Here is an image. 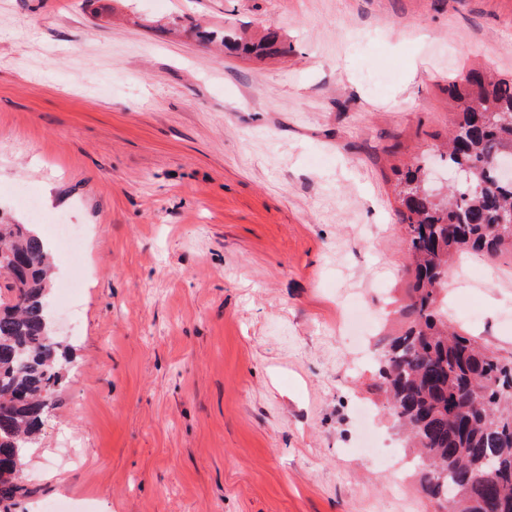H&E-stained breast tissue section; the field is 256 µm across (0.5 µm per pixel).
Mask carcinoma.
Returning a JSON list of instances; mask_svg holds the SVG:
<instances>
[{
	"instance_id": "carcinoma-1",
	"label": "carcinoma",
	"mask_w": 512,
	"mask_h": 512,
	"mask_svg": "<svg viewBox=\"0 0 512 512\" xmlns=\"http://www.w3.org/2000/svg\"><path fill=\"white\" fill-rule=\"evenodd\" d=\"M241 54H288L274 34L253 40L219 36ZM457 112L444 162L461 185L432 187L426 158L398 171L394 193L412 275L406 328L384 340L375 362L383 409L416 449L427 496L446 512H512V358L500 357L448 319V276L465 257L512 259V182L494 162L512 154V78L471 72L448 83ZM51 262L32 224L0 222V468L37 444L48 403L63 380L62 344L51 331L45 298ZM24 482L0 475V512H12Z\"/></svg>"
}]
</instances>
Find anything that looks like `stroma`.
<instances>
[{"label":"stroma","mask_w":512,"mask_h":512,"mask_svg":"<svg viewBox=\"0 0 512 512\" xmlns=\"http://www.w3.org/2000/svg\"><path fill=\"white\" fill-rule=\"evenodd\" d=\"M477 66L512 75V0H0V220L29 223L21 183L85 232L14 512H435L335 329L348 298L371 341L399 327L395 171ZM482 265L457 321L508 358L512 264ZM219 39L225 49L241 54L288 55V45L278 43V38L274 34H268L256 41L247 37L243 32L229 29L224 30Z\"/></svg>","instance_id":"35a3bbf8"}]
</instances>
